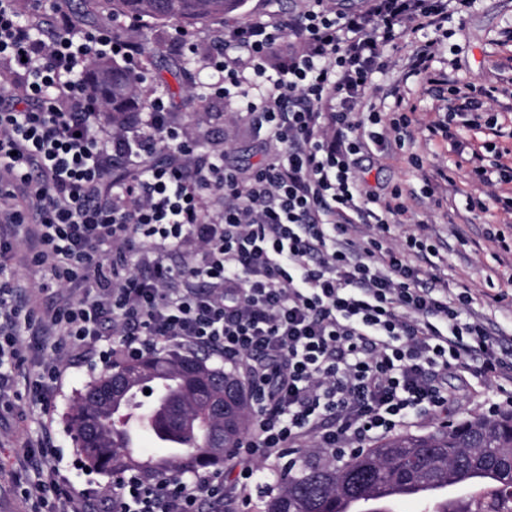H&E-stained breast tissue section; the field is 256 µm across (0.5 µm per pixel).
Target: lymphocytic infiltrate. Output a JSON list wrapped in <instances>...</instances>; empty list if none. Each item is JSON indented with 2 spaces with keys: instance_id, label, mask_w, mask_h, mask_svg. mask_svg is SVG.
Wrapping results in <instances>:
<instances>
[{
  "instance_id": "lymphocytic-infiltrate-1",
  "label": "lymphocytic infiltrate",
  "mask_w": 512,
  "mask_h": 512,
  "mask_svg": "<svg viewBox=\"0 0 512 512\" xmlns=\"http://www.w3.org/2000/svg\"><path fill=\"white\" fill-rule=\"evenodd\" d=\"M476 0H364L355 13L304 0L215 29L207 88L242 99L267 136L264 163L226 168L168 120L158 94L121 127L87 81L90 65L121 60L138 73L140 45L111 29H81L65 0L45 35L15 0H0V64L19 76L0 108V400L31 343L61 337L74 348L111 341L127 358L174 344L210 348L242 367L255 421L235 456L249 497L256 459L294 452L310 464L447 413L473 383L512 385V334L474 311L468 287L423 272L430 246L416 235L387 246L407 211L401 187L381 191L357 167L370 146L413 138L412 107L383 116L368 98L389 67L383 50L427 31ZM284 56L268 78L272 56ZM456 102L429 136L462 120L483 134L468 158L477 183H512V139L482 99L453 85ZM498 161L489 165L486 153ZM37 270L26 286L19 267ZM16 481L50 512H92L88 494L62 487L47 444L25 456ZM224 501L223 483L128 481L112 512H200Z\"/></svg>"
}]
</instances>
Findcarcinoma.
<instances>
[{"mask_svg":"<svg viewBox=\"0 0 512 512\" xmlns=\"http://www.w3.org/2000/svg\"><path fill=\"white\" fill-rule=\"evenodd\" d=\"M130 17L156 22L178 20L190 27L222 20L244 0H101ZM112 85V117L127 111L135 96L133 78L116 64L94 70ZM164 376L173 383V414L159 433L183 432L203 414L202 439L183 436L179 452L157 459L130 456L120 425L113 417L120 399L140 402V378ZM250 400L232 371L198 355L175 350L115 361L79 393L68 415L77 453L85 467L116 478L129 472L144 481L176 477L224 463L247 432ZM449 489L434 512H512V407L487 417L459 420L426 435L398 434L351 456L288 474V482L265 502L264 512H344L365 499L410 496Z\"/></svg>","mask_w":512,"mask_h":512,"instance_id":"cac0c4a2","label":"carcinoma"}]
</instances>
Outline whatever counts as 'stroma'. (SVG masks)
Instances as JSON below:
<instances>
[{
  "label": "stroma",
  "mask_w": 512,
  "mask_h": 512,
  "mask_svg": "<svg viewBox=\"0 0 512 512\" xmlns=\"http://www.w3.org/2000/svg\"><path fill=\"white\" fill-rule=\"evenodd\" d=\"M72 18L80 28L108 26L121 37L132 33L123 26V16L118 12L88 7L73 13ZM214 27L211 21L190 27L188 37L195 53L188 56L174 43V23L143 20L132 34L151 57L152 65L149 80L141 85L138 97L144 100L155 93L167 95L173 104V123L222 149L226 165L254 168L266 156L264 133L243 115L236 101L208 96L195 79L203 57L211 51ZM447 28V34L438 38L431 64L433 72L443 75L441 83H428L422 76L402 79V63L416 49L417 39L387 48L392 66L378 76L369 95L384 113L391 112L396 97H403L414 109L419 131L403 148L376 151L362 167L370 188L398 184L407 193L409 212L401 225L393 227L394 237L425 233L435 248L436 266L447 274L450 287L468 286L477 298L476 313L506 328L512 326V294L497 303L490 293L492 282L512 274V256L503 254L487 238L486 230L492 224L501 227L512 222V215L495 206L483 213L469 210L467 197H486L489 189L473 182L467 169L455 166L459 154L467 155L479 148L484 136L456 123L452 126L455 140L450 143L440 136L426 139L422 129L443 120L453 108L449 85L477 88L500 80L502 63L512 57V40L504 37L505 30L512 28V0H476L468 14L450 19ZM413 155L422 159V168L410 164ZM448 168L453 169L455 178L450 185L438 176L439 170ZM427 186L433 189V197L424 194ZM106 368L95 349L67 350L62 375L48 401L32 400L19 384L10 395L11 407L0 405V512H31L33 505L21 497L14 470L27 447L44 435L50 440L63 484L93 495L105 490V478L89 472L79 461L66 415L75 395ZM506 404L500 391L487 387L458 397L449 406L448 415L457 420L471 419Z\"/></svg>",
  "instance_id": "1"
}]
</instances>
